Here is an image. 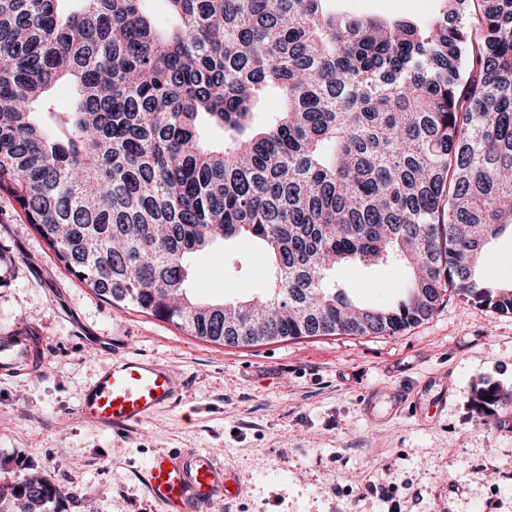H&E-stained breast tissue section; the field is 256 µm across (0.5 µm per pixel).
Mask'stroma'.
Masks as SVG:
<instances>
[{"instance_id": "1", "label": "stroma", "mask_w": 512, "mask_h": 512, "mask_svg": "<svg viewBox=\"0 0 512 512\" xmlns=\"http://www.w3.org/2000/svg\"><path fill=\"white\" fill-rule=\"evenodd\" d=\"M380 20L432 15L437 0H338ZM190 293L203 302L263 296L274 274L248 239L198 252ZM331 279L358 304L402 295L395 264L340 266ZM477 280L512 286V233L488 246ZM35 329L45 363L0 377L6 478L41 473L63 493L47 512H164L144 469L160 451L210 453L241 484L209 512H512V410L486 425L476 385L512 391V315L444 300L393 336H320L228 347L98 296L64 268L0 195V334ZM173 367L185 388L149 421L113 429L83 419L81 397L114 356ZM410 396L398 405V393ZM377 397L366 415L365 394Z\"/></svg>"}]
</instances>
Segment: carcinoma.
<instances>
[{
    "label": "carcinoma",
    "mask_w": 512,
    "mask_h": 512,
    "mask_svg": "<svg viewBox=\"0 0 512 512\" xmlns=\"http://www.w3.org/2000/svg\"><path fill=\"white\" fill-rule=\"evenodd\" d=\"M0 0V193L99 296L224 346L394 335L445 296L512 314L475 280L512 228V0H438L390 22L331 0ZM478 5L469 23L470 4ZM67 88L69 104L40 101ZM282 101L260 131L269 95ZM249 237L264 297L200 303L188 255ZM397 258L405 297L357 306L326 281ZM485 423L512 409L474 388ZM57 488L0 482L45 512Z\"/></svg>",
    "instance_id": "carcinoma-1"
}]
</instances>
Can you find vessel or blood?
I'll list each match as a JSON object with an SVG mask.
<instances>
[{
	"instance_id": "vessel-or-blood-1",
	"label": "vessel or blood",
	"mask_w": 512,
	"mask_h": 512,
	"mask_svg": "<svg viewBox=\"0 0 512 512\" xmlns=\"http://www.w3.org/2000/svg\"><path fill=\"white\" fill-rule=\"evenodd\" d=\"M42 348L39 336H0V376L20 368L35 372ZM180 388L167 366L137 354L124 356L98 373L79 413L106 427L135 426L173 404ZM146 481L149 494L165 512H206L216 497L232 496L238 484L212 455L196 450L156 454L147 464Z\"/></svg>"
}]
</instances>
